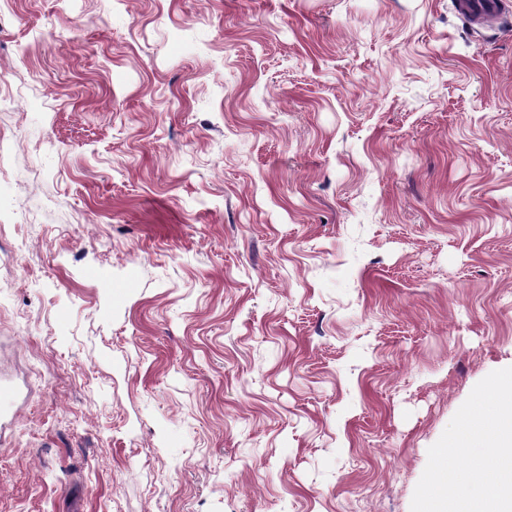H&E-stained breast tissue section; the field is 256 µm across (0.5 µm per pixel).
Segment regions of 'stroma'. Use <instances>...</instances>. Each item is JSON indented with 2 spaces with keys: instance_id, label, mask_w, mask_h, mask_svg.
<instances>
[{
  "instance_id": "35a3bbf8",
  "label": "stroma",
  "mask_w": 512,
  "mask_h": 512,
  "mask_svg": "<svg viewBox=\"0 0 512 512\" xmlns=\"http://www.w3.org/2000/svg\"><path fill=\"white\" fill-rule=\"evenodd\" d=\"M0 71V512H410L512 367V0H0Z\"/></svg>"
}]
</instances>
